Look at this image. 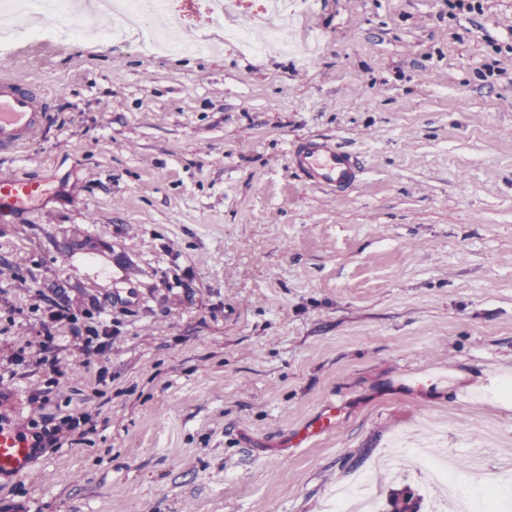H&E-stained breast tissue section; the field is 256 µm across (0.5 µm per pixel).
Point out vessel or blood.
Segmentation results:
<instances>
[{
    "mask_svg": "<svg viewBox=\"0 0 512 512\" xmlns=\"http://www.w3.org/2000/svg\"><path fill=\"white\" fill-rule=\"evenodd\" d=\"M47 114L35 91L9 77L0 78V151H17L29 146L41 133ZM288 161L296 172L318 187L344 193L361 180L360 165L349 151L330 139H304L292 143ZM43 193L38 181L12 178L0 180V216L27 208ZM335 405L290 431L287 448H307L336 428ZM32 435L21 434L0 424V479L26 473L34 455Z\"/></svg>",
    "mask_w": 512,
    "mask_h": 512,
    "instance_id": "1",
    "label": "vessel or blood"
}]
</instances>
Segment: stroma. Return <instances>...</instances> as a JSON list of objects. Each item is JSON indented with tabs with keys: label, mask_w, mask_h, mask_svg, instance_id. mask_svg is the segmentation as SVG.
Returning a JSON list of instances; mask_svg holds the SVG:
<instances>
[{
	"label": "stroma",
	"mask_w": 512,
	"mask_h": 512,
	"mask_svg": "<svg viewBox=\"0 0 512 512\" xmlns=\"http://www.w3.org/2000/svg\"><path fill=\"white\" fill-rule=\"evenodd\" d=\"M197 55L23 40L0 74L49 119L0 172L46 182L0 222V417L28 398L93 431L0 480V512H335L403 436L486 488L512 453V0H314L300 51L256 55L179 0ZM334 139L363 170L335 194L288 163ZM104 316L110 348L39 352L44 297ZM335 432L284 453L328 404Z\"/></svg>",
	"instance_id": "stroma-1"
}]
</instances>
